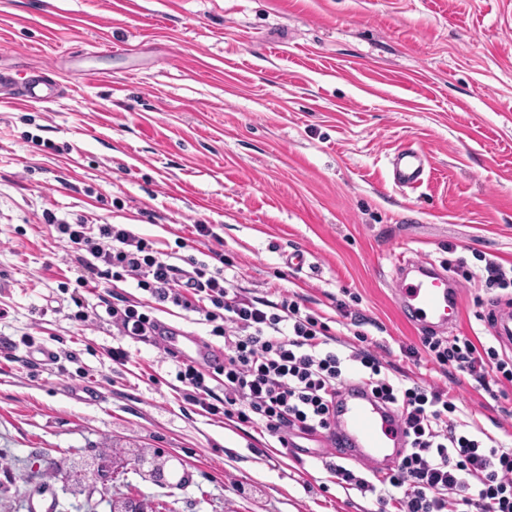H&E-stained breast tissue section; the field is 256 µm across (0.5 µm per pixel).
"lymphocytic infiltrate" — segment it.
<instances>
[{
	"label": "lymphocytic infiltrate",
	"instance_id": "obj_1",
	"mask_svg": "<svg viewBox=\"0 0 512 512\" xmlns=\"http://www.w3.org/2000/svg\"><path fill=\"white\" fill-rule=\"evenodd\" d=\"M57 230L79 254V287L132 279L148 293L144 302H106L116 336L163 348L156 311L169 304L197 314L222 338L223 363L202 367L175 358V378L189 404L260 429L284 446L295 431L333 433L345 364L359 363L372 395L400 416L409 446L376 483L346 465H331L338 484L375 494L377 512H512V448L461 422L457 399L448 392L383 377L382 361L364 347L366 333H357L359 345L349 355L328 349L321 313L287 292L275 301L248 295L226 277L218 251L209 260L190 255L176 265L154 240L116 224L98 225L93 233L84 224ZM403 353L455 367L487 392L493 383H512V360L465 336H424ZM218 379L224 383L219 393L212 386Z\"/></svg>",
	"mask_w": 512,
	"mask_h": 512
}]
</instances>
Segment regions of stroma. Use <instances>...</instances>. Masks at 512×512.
I'll return each instance as SVG.
<instances>
[{"mask_svg": "<svg viewBox=\"0 0 512 512\" xmlns=\"http://www.w3.org/2000/svg\"><path fill=\"white\" fill-rule=\"evenodd\" d=\"M34 72L62 74L54 101L0 104V512H33L43 492L56 512L375 507L337 485L327 444L287 453L206 416L158 349L75 322L77 254L49 213L127 225L176 259L219 251L240 288L298 293L341 340L367 333L386 376L448 390L462 419L512 442V383L494 399L406 358L426 330L392 292L404 246L460 293L448 336L494 344L488 312L512 304L471 277L512 269V0H0V74ZM406 144L431 163L413 190L389 181ZM26 336L58 362L20 366ZM89 387L97 401L75 398ZM102 450L111 474L74 487L73 461ZM156 452L169 484L136 460Z\"/></svg>", "mask_w": 512, "mask_h": 512, "instance_id": "1", "label": "stroma"}]
</instances>
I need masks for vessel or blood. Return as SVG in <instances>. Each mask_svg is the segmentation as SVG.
<instances>
[{
    "mask_svg": "<svg viewBox=\"0 0 512 512\" xmlns=\"http://www.w3.org/2000/svg\"><path fill=\"white\" fill-rule=\"evenodd\" d=\"M56 91V84L39 74L18 85L0 76L1 102H46ZM390 164V180L398 188L420 187L430 171L427 154L411 145L397 150ZM392 288L418 324L436 329L454 325L459 316L460 297L449 288L446 275L424 268L413 279L397 275ZM164 342L200 365L224 358L221 349L171 323L165 326ZM336 449L351 462L369 468L380 462L390 464L407 449L405 426L396 412L376 402L364 383L350 382L336 399Z\"/></svg>",
    "mask_w": 512,
    "mask_h": 512,
    "instance_id": "b4317fda",
    "label": "vessel or blood"
}]
</instances>
